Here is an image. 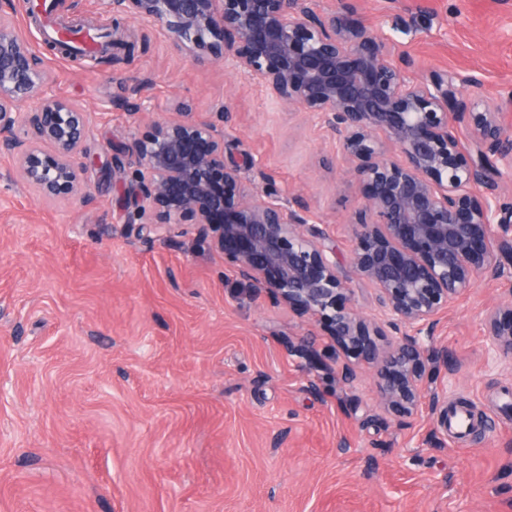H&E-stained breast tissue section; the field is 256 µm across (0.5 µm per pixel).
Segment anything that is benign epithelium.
<instances>
[{
	"label": "benign epithelium",
	"instance_id": "benign-epithelium-1",
	"mask_svg": "<svg viewBox=\"0 0 512 512\" xmlns=\"http://www.w3.org/2000/svg\"><path fill=\"white\" fill-rule=\"evenodd\" d=\"M112 8L153 22L195 60L205 52L257 79L283 104L319 116L352 159L364 198L353 222L352 265L379 291L381 323L345 306L351 288L316 230L272 199L249 190L241 165L226 163L214 126L183 113L122 150L135 166L132 214L152 230L190 222L212 235L224 262L272 303L318 318L340 355L373 367L384 409L409 413L430 365L448 366L434 346L436 317L477 280L512 279V133L499 108L464 93L476 75L434 74L414 84L389 60L390 39L369 32L350 7L321 16L312 0H112ZM91 130L84 112L50 94L41 62L0 13V147L21 178L47 199L81 192L77 162ZM484 192L477 195L473 187ZM390 328L387 349L376 337ZM491 350L512 357V307L487 316ZM288 350L317 358L310 341ZM437 425L448 430V404L429 393Z\"/></svg>",
	"mask_w": 512,
	"mask_h": 512
}]
</instances>
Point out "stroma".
<instances>
[{
  "label": "stroma",
  "mask_w": 512,
  "mask_h": 512,
  "mask_svg": "<svg viewBox=\"0 0 512 512\" xmlns=\"http://www.w3.org/2000/svg\"><path fill=\"white\" fill-rule=\"evenodd\" d=\"M56 2L66 20L118 26L136 49L113 65L74 62L14 14L50 90L82 106L92 134L81 198L42 199L0 150V512H512V358L489 351L485 327L512 306V282H476L433 336L448 352L435 387L483 415L470 437L438 430L425 397L388 414L367 364L341 382L322 325L259 295L196 225L130 223L121 191L134 167L112 170L132 134L191 106L226 158L254 159L246 188L304 203L308 227L336 248L349 308L374 320L378 291L351 264L363 197L335 135L110 0ZM349 4L392 37L411 80L479 76L474 96L512 130V0ZM300 336L322 365L289 353Z\"/></svg>",
  "instance_id": "35a3bbf8"
}]
</instances>
